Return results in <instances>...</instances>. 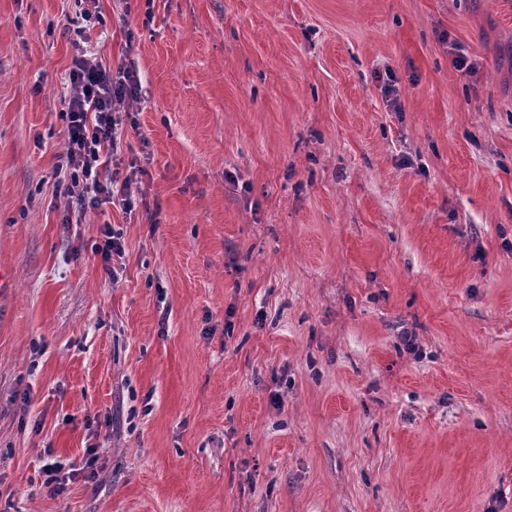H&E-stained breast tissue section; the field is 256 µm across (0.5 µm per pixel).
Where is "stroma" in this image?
I'll return each mask as SVG.
<instances>
[{
	"label": "stroma",
	"instance_id": "stroma-1",
	"mask_svg": "<svg viewBox=\"0 0 512 512\" xmlns=\"http://www.w3.org/2000/svg\"><path fill=\"white\" fill-rule=\"evenodd\" d=\"M76 5L0 0V512H512V0H99L148 206L67 224ZM102 245L97 246V253L101 254L103 262V270L112 278V281H117V267L119 260L125 255L124 241L122 233L116 230L108 222H103L100 228Z\"/></svg>",
	"mask_w": 512,
	"mask_h": 512
}]
</instances>
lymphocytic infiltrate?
<instances>
[{
	"label": "lymphocytic infiltrate",
	"instance_id": "obj_1",
	"mask_svg": "<svg viewBox=\"0 0 512 512\" xmlns=\"http://www.w3.org/2000/svg\"><path fill=\"white\" fill-rule=\"evenodd\" d=\"M137 86L136 71L111 72L95 62L90 46L80 47L68 75L65 107L58 114L65 132L60 162L69 197L66 221L83 223L107 202L128 213L143 205V194L132 185L146 171L126 159L124 151L133 123L124 103L135 98Z\"/></svg>",
	"mask_w": 512,
	"mask_h": 512
}]
</instances>
